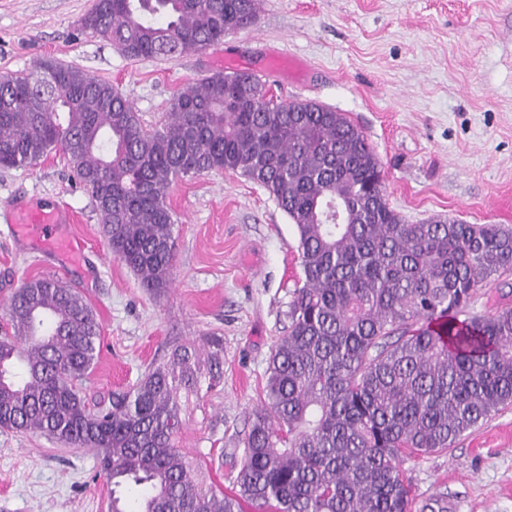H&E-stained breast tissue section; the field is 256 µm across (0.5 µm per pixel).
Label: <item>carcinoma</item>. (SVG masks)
Segmentation results:
<instances>
[{"label":"carcinoma","instance_id":"obj_1","mask_svg":"<svg viewBox=\"0 0 512 512\" xmlns=\"http://www.w3.org/2000/svg\"><path fill=\"white\" fill-rule=\"evenodd\" d=\"M257 17L258 0H98L80 27L131 59L160 58L198 52ZM53 153L90 191L113 256L153 295L173 282L167 196L181 175L246 177L298 235L302 285L230 493L205 485L177 445L182 396L221 383L222 339L207 340L204 359L172 346L109 407L91 409L81 395L98 357L91 305L47 277L9 297L0 429L93 449L109 512H410L404 455L444 451L512 404V308L468 310L475 288L512 270V227L407 223L344 114L280 100L255 74L214 72L147 128L111 83L79 68L45 60L1 74L0 166Z\"/></svg>","mask_w":512,"mask_h":512}]
</instances>
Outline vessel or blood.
Segmentation results:
<instances>
[{"instance_id": "obj_1", "label": "vessel or blood", "mask_w": 512, "mask_h": 512, "mask_svg": "<svg viewBox=\"0 0 512 512\" xmlns=\"http://www.w3.org/2000/svg\"><path fill=\"white\" fill-rule=\"evenodd\" d=\"M10 222L18 239L36 243L59 261L76 264L82 260L83 246L68 232L71 217L65 210L21 206L13 212Z\"/></svg>"}]
</instances>
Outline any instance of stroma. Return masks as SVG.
Here are the masks:
<instances>
[{"instance_id": "stroma-1", "label": "stroma", "mask_w": 512, "mask_h": 512, "mask_svg": "<svg viewBox=\"0 0 512 512\" xmlns=\"http://www.w3.org/2000/svg\"><path fill=\"white\" fill-rule=\"evenodd\" d=\"M95 0H0V74L51 58L112 84L144 124L215 71H249L274 95L319 103L363 129L380 160L390 206L411 224L441 215L512 225V0H260L258 20L206 50L127 58L81 30ZM174 284L141 287L102 234L90 193L62 155L0 168V301L23 280L57 278L94 309L100 352L82 385L88 403L128 389L176 338L224 341L222 382L190 399L182 451L207 483L228 491L241 440L262 399L271 350L288 330L301 278L296 227L258 184L230 171L177 178ZM20 205L65 208L85 244L75 266L45 262L14 240ZM512 307V273L475 289L471 312ZM415 499L456 512H512V406L442 453L401 463ZM109 486L95 455L38 434L0 430V512H107Z\"/></svg>"}]
</instances>
